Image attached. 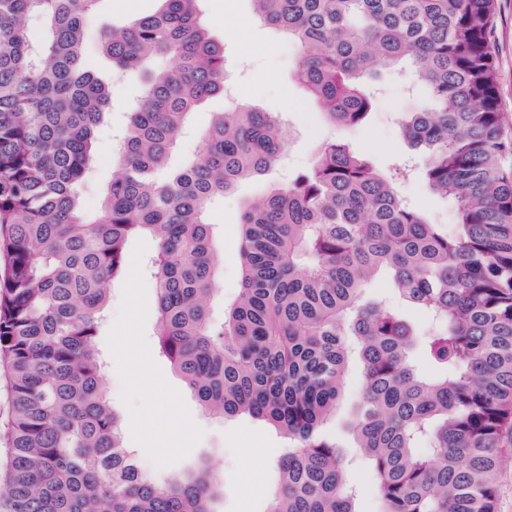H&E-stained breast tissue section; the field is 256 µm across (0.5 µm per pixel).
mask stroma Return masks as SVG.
<instances>
[{
    "mask_svg": "<svg viewBox=\"0 0 512 512\" xmlns=\"http://www.w3.org/2000/svg\"><path fill=\"white\" fill-rule=\"evenodd\" d=\"M157 6V0H100L94 28L123 26ZM200 7L205 16L224 17L223 24L213 26L212 32L224 43L232 79L227 95L213 98L192 113V131L179 141L181 152L202 150L203 132L214 113L232 105H254L278 114L286 130L287 149L277 170L266 180L271 188L283 184L295 169L308 165L332 138L367 156L381 170L411 157L412 148L397 124L398 113L412 105L399 72L382 73V91L364 126L334 128L318 108L302 99L294 76L296 45L256 21L251 0H202ZM490 41L502 112L501 136L512 142V0H495ZM84 55L107 83L110 95L109 113L95 142L94 167L80 185L83 207L93 215L112 179L116 125L141 80L135 75H114L96 37L86 41ZM256 190L254 182H241L236 193L225 197L212 214L222 249L221 284L228 301L235 298L240 284L241 204L252 199ZM398 193L431 223L449 230L456 224L455 202L431 194L421 177L405 179ZM152 251L148 239L137 237L129 243L124 272L110 285L107 316L98 340L108 362L106 394L122 415L123 442L135 449L144 472L159 480L209 459L224 479L222 512H264L270 500L272 461L285 441L270 427L246 417L222 421L206 415L160 353L155 285L143 272V263ZM361 390V373L358 367H351L341 408L326 427L341 444L351 440L348 425Z\"/></svg>",
    "mask_w": 512,
    "mask_h": 512,
    "instance_id": "35a3bbf8",
    "label": "stroma"
}]
</instances>
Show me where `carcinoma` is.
<instances>
[{
  "label": "carcinoma",
  "instance_id": "obj_1",
  "mask_svg": "<svg viewBox=\"0 0 512 512\" xmlns=\"http://www.w3.org/2000/svg\"><path fill=\"white\" fill-rule=\"evenodd\" d=\"M99 2L0 0V370L13 409L3 512H220L224 482L206 464L163 481L143 472L101 386L108 284L136 236L155 243L160 349L201 409L286 440L268 512H358L347 451L323 432L354 364L363 390L349 430L379 512H496L512 415V148L500 138L494 0H251L298 47L304 98L333 125L367 121L382 70L427 87L400 127L428 188L456 201L457 224L450 233L405 204L402 169L381 173L330 140L244 203L229 303L210 211L277 167L281 120L235 107L202 152L179 154L192 112L225 91L224 44L201 0H158L100 33L117 74L168 65L149 70L117 174L88 216L77 185L109 108L83 57ZM383 273L432 329L364 301Z\"/></svg>",
  "mask_w": 512,
  "mask_h": 512
}]
</instances>
